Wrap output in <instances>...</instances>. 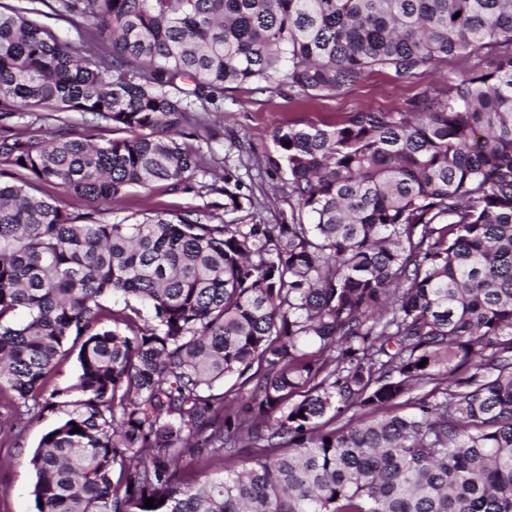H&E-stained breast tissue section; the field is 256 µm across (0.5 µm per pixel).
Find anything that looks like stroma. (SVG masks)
<instances>
[{
  "label": "stroma",
  "mask_w": 512,
  "mask_h": 512,
  "mask_svg": "<svg viewBox=\"0 0 512 512\" xmlns=\"http://www.w3.org/2000/svg\"><path fill=\"white\" fill-rule=\"evenodd\" d=\"M484 56L467 59H449L438 70L419 74L409 81H401L383 71L373 73L335 94L316 99H302L289 91L276 94L239 88L225 92L222 111L205 116L215 135L195 146L206 158L215 159L217 166L231 168L247 189L253 190L263 206L261 209L228 211L224 208L223 181L212 174L198 175L192 183L173 187L160 182L151 188H126L113 203L92 207L77 195L54 187H47L58 207L78 214L97 210L104 222L126 217L139 218L156 212L180 213L194 208H208L219 219L237 224H278L289 212L288 191L283 174L268 164L274 154L273 131L279 124L330 125L342 120L347 113L367 106L392 108L404 104L426 86L442 82L448 74H461L485 66ZM11 132H34L49 138L60 133L72 137L94 134L92 117L73 114L65 124L43 119L41 113L24 112L8 122ZM66 416L58 408L26 417L18 431L0 432V512H37L33 487L35 474L28 458L37 448L44 433L55 427Z\"/></svg>",
  "instance_id": "35a3bbf8"
}]
</instances>
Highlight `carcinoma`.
Returning a JSON list of instances; mask_svg holds the SVG:
<instances>
[{"label": "carcinoma", "mask_w": 512, "mask_h": 512, "mask_svg": "<svg viewBox=\"0 0 512 512\" xmlns=\"http://www.w3.org/2000/svg\"><path fill=\"white\" fill-rule=\"evenodd\" d=\"M57 3L0 0V119L114 137L0 135V386L20 415L72 407L29 460L37 512H512V0ZM478 54L401 106L277 126L286 222L38 194L193 179L197 113L234 84L318 97ZM202 451L241 470L184 478ZM43 113L23 112L16 114L6 126L11 130V133L29 134V132H34L45 138L56 136L60 132H66L71 137H84L96 134L97 131H95L94 126L97 125V122H100L93 120L91 115H86L83 118L80 114H68L69 118L64 119L66 124L62 125L60 122L43 119ZM39 188L43 192L50 194L58 207L70 213L78 214L88 212L96 206V204L89 203L85 199L67 191L47 185H40Z\"/></svg>", "instance_id": "cac0c4a2"}]
</instances>
